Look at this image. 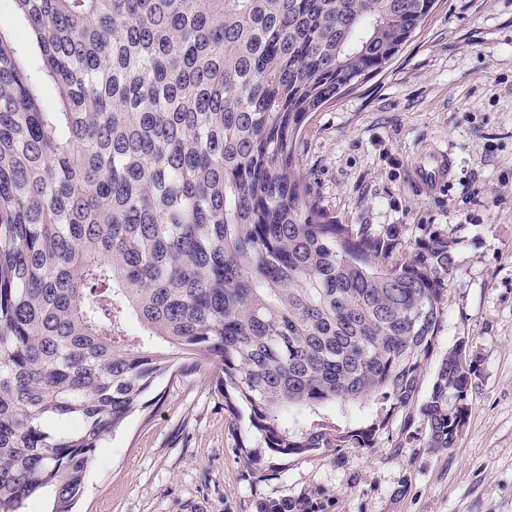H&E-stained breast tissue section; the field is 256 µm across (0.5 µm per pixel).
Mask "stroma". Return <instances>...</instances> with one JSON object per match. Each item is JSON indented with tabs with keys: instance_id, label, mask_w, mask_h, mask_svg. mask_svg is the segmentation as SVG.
<instances>
[{
	"instance_id": "stroma-1",
	"label": "stroma",
	"mask_w": 512,
	"mask_h": 512,
	"mask_svg": "<svg viewBox=\"0 0 512 512\" xmlns=\"http://www.w3.org/2000/svg\"><path fill=\"white\" fill-rule=\"evenodd\" d=\"M448 180L418 177L439 155ZM300 169L339 224L452 242L444 319L403 447L283 456L231 419L205 366L159 377L103 441L76 512H512V0H442L380 75L312 113ZM479 371L454 447H424L419 404L457 343Z\"/></svg>"
}]
</instances>
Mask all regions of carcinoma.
I'll return each mask as SVG.
<instances>
[{"label": "carcinoma", "instance_id": "obj_1", "mask_svg": "<svg viewBox=\"0 0 512 512\" xmlns=\"http://www.w3.org/2000/svg\"><path fill=\"white\" fill-rule=\"evenodd\" d=\"M13 2L26 44L0 26V512L42 494L73 512L102 442L185 358L280 454L368 447L419 391L450 241L421 225L406 258L391 231L335 223L300 140L439 0ZM477 372L455 346L442 358L425 447L455 446Z\"/></svg>", "mask_w": 512, "mask_h": 512}]
</instances>
